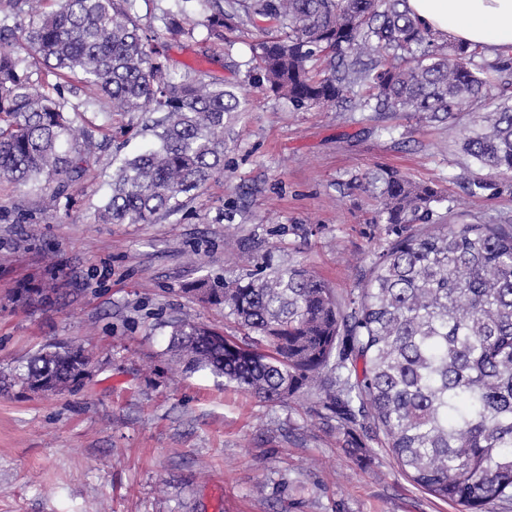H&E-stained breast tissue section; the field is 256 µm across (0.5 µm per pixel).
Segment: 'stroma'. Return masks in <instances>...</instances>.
<instances>
[{
    "label": "stroma",
    "instance_id": "1",
    "mask_svg": "<svg viewBox=\"0 0 512 512\" xmlns=\"http://www.w3.org/2000/svg\"><path fill=\"white\" fill-rule=\"evenodd\" d=\"M255 27L172 47L248 99L224 173L177 216L102 224L112 176L91 160L69 210L0 221V512H459L401 474L372 428H348L316 394L269 404L172 357L170 324L238 335L194 293L264 264H299L345 302L393 234L352 176L397 170L447 197L441 224L512 219V190L467 195L464 179L512 176L461 150L474 108L431 121L401 112L297 107L248 65ZM80 345L84 386L57 395L12 383L44 346Z\"/></svg>",
    "mask_w": 512,
    "mask_h": 512
}]
</instances>
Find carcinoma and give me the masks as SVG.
Segmentation results:
<instances>
[{
    "instance_id": "cac0c4a2",
    "label": "carcinoma",
    "mask_w": 512,
    "mask_h": 512,
    "mask_svg": "<svg viewBox=\"0 0 512 512\" xmlns=\"http://www.w3.org/2000/svg\"><path fill=\"white\" fill-rule=\"evenodd\" d=\"M148 0H0V182L40 184L48 208L70 206L91 159L138 123L150 150L112 159L103 224H153L224 172L228 134L247 100L201 66L170 65L172 42L224 41L268 24L253 45L257 82L296 106L405 112L442 121L498 89L464 152L512 172V47L444 42L407 0H199L141 14ZM39 68L38 82L31 80ZM84 93L68 107L65 94ZM93 113L78 126L74 114ZM375 223L397 240L346 307L301 265L199 284L243 331L172 323L171 351L256 398L304 388L340 421L381 432L402 473L461 512L512 504V224L435 223L446 201L396 171L371 174ZM74 349L48 345L16 375L32 391L83 385Z\"/></svg>"
}]
</instances>
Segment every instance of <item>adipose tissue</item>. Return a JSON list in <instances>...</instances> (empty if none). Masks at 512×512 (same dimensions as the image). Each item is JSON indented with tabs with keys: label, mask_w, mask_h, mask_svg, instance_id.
<instances>
[{
	"label": "adipose tissue",
	"mask_w": 512,
	"mask_h": 512,
	"mask_svg": "<svg viewBox=\"0 0 512 512\" xmlns=\"http://www.w3.org/2000/svg\"><path fill=\"white\" fill-rule=\"evenodd\" d=\"M407 5L443 39L492 51L512 46V0H408Z\"/></svg>",
	"instance_id": "obj_1"
}]
</instances>
